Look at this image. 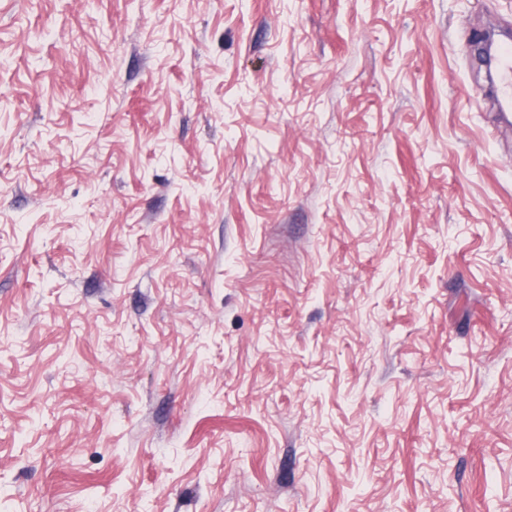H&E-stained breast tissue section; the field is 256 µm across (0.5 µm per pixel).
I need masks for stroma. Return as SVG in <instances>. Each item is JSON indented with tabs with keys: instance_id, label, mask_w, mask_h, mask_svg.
I'll use <instances>...</instances> for the list:
<instances>
[{
	"instance_id": "obj_1",
	"label": "stroma",
	"mask_w": 512,
	"mask_h": 512,
	"mask_svg": "<svg viewBox=\"0 0 512 512\" xmlns=\"http://www.w3.org/2000/svg\"><path fill=\"white\" fill-rule=\"evenodd\" d=\"M512 0H0V512H512ZM492 60L495 64L496 82L493 86L495 97L502 107L512 109V43L504 40L492 49Z\"/></svg>"
}]
</instances>
